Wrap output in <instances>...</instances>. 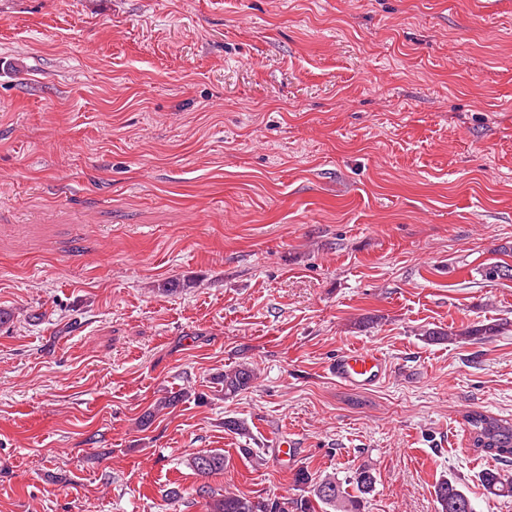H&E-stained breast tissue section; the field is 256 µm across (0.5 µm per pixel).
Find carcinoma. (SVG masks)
I'll return each mask as SVG.
<instances>
[{
	"instance_id": "carcinoma-1",
	"label": "carcinoma",
	"mask_w": 512,
	"mask_h": 512,
	"mask_svg": "<svg viewBox=\"0 0 512 512\" xmlns=\"http://www.w3.org/2000/svg\"><path fill=\"white\" fill-rule=\"evenodd\" d=\"M486 280L493 282L512 277V265L495 262L483 268ZM508 322L490 323L466 327L459 331L442 327L429 328L424 332L427 341L438 343L451 336L468 341L481 340L509 330ZM257 379L255 369L247 362L238 363L224 370L220 379L224 397H236L249 389ZM184 398L182 393H169L159 399L155 407L142 418L143 425L150 424L163 410L175 407ZM469 431L470 447L483 456L498 462L512 463V419L500 418L480 411L465 415ZM228 460L220 452H199L191 458V467L201 476H210L224 471ZM484 488L492 495H512V477L502 475L496 469H488L481 475ZM293 482L299 494L293 498L277 496L247 497L226 491L216 495L202 486L198 495L207 497V512H316L323 505L332 512H363L364 499L374 491L376 476L369 466H362L348 479L336 477L316 478L304 468L293 474ZM438 512H474L469 496L456 484L441 479L435 486Z\"/></svg>"
}]
</instances>
